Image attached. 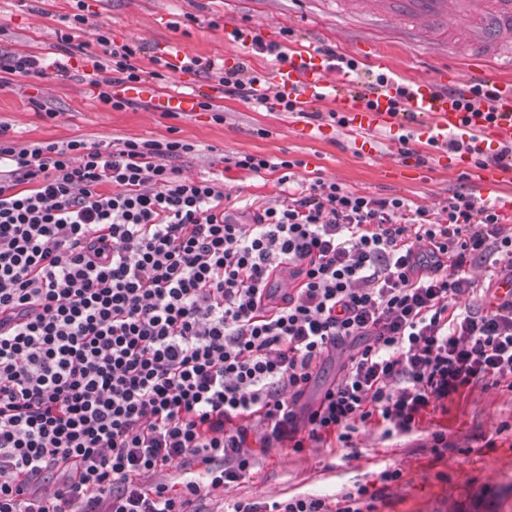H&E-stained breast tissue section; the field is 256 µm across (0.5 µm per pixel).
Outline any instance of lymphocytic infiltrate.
Returning a JSON list of instances; mask_svg holds the SVG:
<instances>
[{
  "mask_svg": "<svg viewBox=\"0 0 512 512\" xmlns=\"http://www.w3.org/2000/svg\"><path fill=\"white\" fill-rule=\"evenodd\" d=\"M94 68L100 104L142 82L137 43ZM232 96L260 77L199 58ZM0 125V512H196L203 490L240 481L258 454L302 452L359 426L409 434L477 383L512 391V299L458 310L468 270L512 283V232L455 192L438 222L404 198L321 178L287 202L226 205L181 177L180 139L116 144L7 140ZM288 272L295 288L274 283ZM347 350L338 379L303 398ZM201 471L156 481L174 462ZM59 476L53 490L39 482ZM382 491L337 501L234 502L230 512H377Z\"/></svg>",
  "mask_w": 512,
  "mask_h": 512,
  "instance_id": "lymphocytic-infiltrate-1",
  "label": "lymphocytic infiltrate"
}]
</instances>
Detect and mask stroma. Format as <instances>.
I'll return each mask as SVG.
<instances>
[{
  "label": "stroma",
  "mask_w": 512,
  "mask_h": 512,
  "mask_svg": "<svg viewBox=\"0 0 512 512\" xmlns=\"http://www.w3.org/2000/svg\"><path fill=\"white\" fill-rule=\"evenodd\" d=\"M88 24L79 34L88 53L67 55L57 39L63 16L73 14V0H0V56L30 53L47 59L45 77L0 75V123L21 145L65 142L75 137L108 144L128 138H177L195 150L179 162L183 176L223 185L232 204L275 203L288 194L273 171L254 174L225 170L223 157L252 153L294 161L296 181L319 177L345 190L367 196H400L411 207L440 210L455 191L494 201L498 186L479 187L467 170H448L435 157L418 160L416 142L401 143L400 132L377 138L373 156L358 154L341 126L327 123L320 141L303 137L288 112L266 111L239 96L225 94L207 74L179 73L176 80L153 79L155 43L166 39L184 44L190 55L212 60L234 57L258 73H266L273 57L241 48L228 38L229 26L251 29L264 41H282L283 30L297 41L310 40L337 53L388 51L392 75L404 83L432 78L439 65L463 72L494 75V63L467 55L451 57L441 43L420 34L401 38L395 28L376 31L359 20L336 17L322 0H84ZM108 30L114 44L133 41L141 51L133 63L146 74L145 85L156 91L176 82L201 86L224 111L217 122L206 111L168 114L151 102L136 100L121 111L103 108L90 93L93 72L86 55L104 56L93 41L96 28ZM67 65V72L56 69ZM442 430L448 448L435 454L431 434ZM354 449L317 444L297 454L274 448L258 456L249 474L224 489L203 492L199 512H221L225 501L281 500L292 495L333 500L364 485L381 486L380 472L402 471L378 505V512H512V393L480 383L448 404L447 412L426 416L419 429L384 438L376 424L359 427Z\"/></svg>",
  "instance_id": "obj_1"
}]
</instances>
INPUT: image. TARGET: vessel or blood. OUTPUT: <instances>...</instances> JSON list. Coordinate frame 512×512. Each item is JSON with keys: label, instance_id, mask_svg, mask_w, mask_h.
<instances>
[{"label": "vessel or blood", "instance_id": "1", "mask_svg": "<svg viewBox=\"0 0 512 512\" xmlns=\"http://www.w3.org/2000/svg\"><path fill=\"white\" fill-rule=\"evenodd\" d=\"M341 18L370 16L380 22H399L413 32L438 34L459 52L483 49L494 59L512 63V0H333ZM270 88L290 93L297 111L307 112L329 100L344 119L355 145L370 146L376 134L404 128L428 145L447 142L452 130H464L469 141L512 142V80H497L493 106L495 122L481 114H463L460 95L472 82L458 68L446 67L434 78L411 86L404 111L390 109L398 82L359 87L357 79L333 68L313 45L296 44L287 64L267 75Z\"/></svg>", "mask_w": 512, "mask_h": 512}]
</instances>
